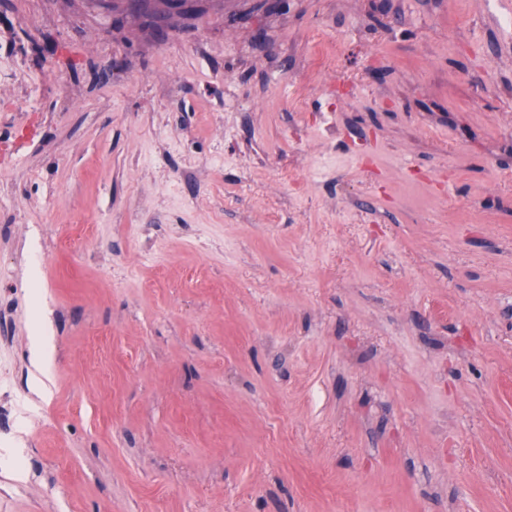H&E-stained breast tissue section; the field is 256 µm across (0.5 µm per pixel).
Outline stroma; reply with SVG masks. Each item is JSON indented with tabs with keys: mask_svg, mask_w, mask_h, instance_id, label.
<instances>
[{
	"mask_svg": "<svg viewBox=\"0 0 512 512\" xmlns=\"http://www.w3.org/2000/svg\"><path fill=\"white\" fill-rule=\"evenodd\" d=\"M253 3L0 5V512H512V0Z\"/></svg>",
	"mask_w": 512,
	"mask_h": 512,
	"instance_id": "obj_1",
	"label": "stroma"
}]
</instances>
